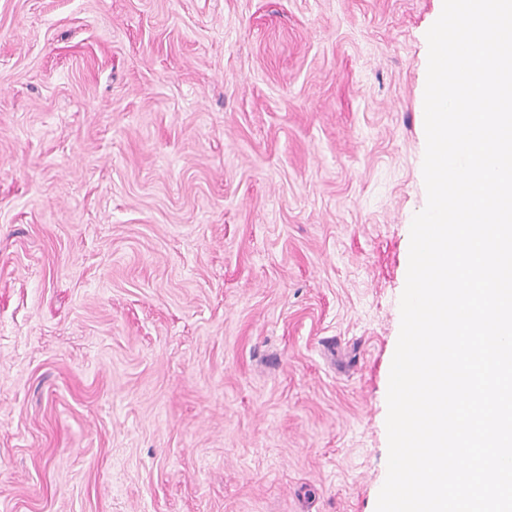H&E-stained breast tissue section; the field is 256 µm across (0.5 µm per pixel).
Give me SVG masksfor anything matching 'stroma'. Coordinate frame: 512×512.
Returning a JSON list of instances; mask_svg holds the SVG:
<instances>
[{
	"mask_svg": "<svg viewBox=\"0 0 512 512\" xmlns=\"http://www.w3.org/2000/svg\"><path fill=\"white\" fill-rule=\"evenodd\" d=\"M441 0H0V512H376Z\"/></svg>",
	"mask_w": 512,
	"mask_h": 512,
	"instance_id": "35a3bbf8",
	"label": "stroma"
}]
</instances>
